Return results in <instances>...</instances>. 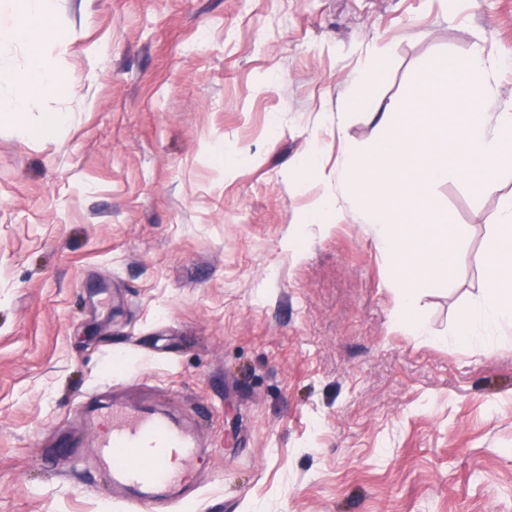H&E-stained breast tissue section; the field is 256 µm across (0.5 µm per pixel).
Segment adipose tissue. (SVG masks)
Masks as SVG:
<instances>
[{
  "instance_id": "ef3b65f1",
  "label": "adipose tissue",
  "mask_w": 512,
  "mask_h": 512,
  "mask_svg": "<svg viewBox=\"0 0 512 512\" xmlns=\"http://www.w3.org/2000/svg\"><path fill=\"white\" fill-rule=\"evenodd\" d=\"M55 24L45 0H18L17 20L8 29H0V42L23 44L31 54L23 87L11 101L14 113H23L33 96L55 94L60 84L56 68L49 66L40 53L52 44ZM495 231L486 241L484 263L490 270L478 299L463 311L456 338L459 342L480 348L484 355H495L499 349L491 329L512 332V199L503 202L494 215Z\"/></svg>"
}]
</instances>
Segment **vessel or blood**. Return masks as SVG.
I'll list each match as a JSON object with an SVG mask.
<instances>
[{
	"instance_id": "b4317fda",
	"label": "vessel or blood",
	"mask_w": 512,
	"mask_h": 512,
	"mask_svg": "<svg viewBox=\"0 0 512 512\" xmlns=\"http://www.w3.org/2000/svg\"><path fill=\"white\" fill-rule=\"evenodd\" d=\"M108 419L111 430L100 438V463L111 474L113 485L138 490L142 499L150 501L182 484V472L166 465L164 451L168 448L181 449L185 470L194 468L196 441L164 416L141 413L116 402Z\"/></svg>"
}]
</instances>
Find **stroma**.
<instances>
[{
    "label": "stroma",
    "instance_id": "1",
    "mask_svg": "<svg viewBox=\"0 0 512 512\" xmlns=\"http://www.w3.org/2000/svg\"><path fill=\"white\" fill-rule=\"evenodd\" d=\"M48 5L66 81L18 121L0 94V512H138L90 397L194 432L201 485L163 512H512V343L454 341L512 172L433 186L457 270L423 336L370 225L305 221L432 62L508 60L512 102V0Z\"/></svg>",
    "mask_w": 512,
    "mask_h": 512
}]
</instances>
